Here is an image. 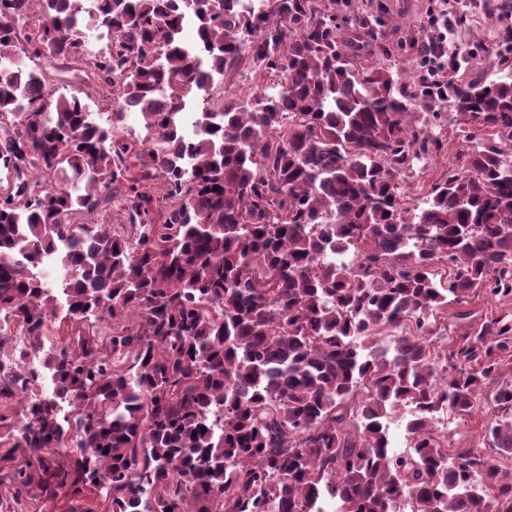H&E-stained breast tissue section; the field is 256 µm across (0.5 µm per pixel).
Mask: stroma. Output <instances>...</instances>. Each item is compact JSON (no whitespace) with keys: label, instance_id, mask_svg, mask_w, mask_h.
<instances>
[{"label":"stroma","instance_id":"1","mask_svg":"<svg viewBox=\"0 0 512 512\" xmlns=\"http://www.w3.org/2000/svg\"><path fill=\"white\" fill-rule=\"evenodd\" d=\"M353 9L362 15L376 17L371 27L375 43L387 48L383 61L394 69L406 70L411 81L427 78L421 61V50L432 37L427 25L430 11L442 10L448 15V47L458 53L453 68L456 80L469 81L477 75L495 78L499 69L512 68V15L501 13L499 7H485L483 0H350L349 6H337V14ZM37 66L47 72L53 94L80 96L91 111L107 114L106 92L102 85L88 82L84 71L68 60L40 58ZM277 76L244 64L227 72L222 87L210 95L196 93L191 106L202 110L207 101L220 96L247 99L266 87L276 84ZM512 313V297H494L478 293L463 304L449 303L448 332H461L466 324L485 323ZM489 411L476 405L473 413L449 415L445 421L453 449L478 448L489 456L499 457L489 445L486 433ZM501 465L512 466V459L499 457Z\"/></svg>","mask_w":512,"mask_h":512}]
</instances>
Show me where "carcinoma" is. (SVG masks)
<instances>
[{
	"label": "carcinoma",
	"mask_w": 512,
	"mask_h": 512,
	"mask_svg": "<svg viewBox=\"0 0 512 512\" xmlns=\"http://www.w3.org/2000/svg\"><path fill=\"white\" fill-rule=\"evenodd\" d=\"M337 2L0 0L1 506L512 512V467L436 434L484 399L512 456V318L450 340L443 380L430 338L448 303L512 295V72L416 88L342 47L371 23ZM22 54L117 88L107 125ZM244 59L284 80L186 131L189 97ZM444 109L457 149L419 209L403 185ZM115 198L131 223L94 222Z\"/></svg>",
	"instance_id": "obj_1"
}]
</instances>
